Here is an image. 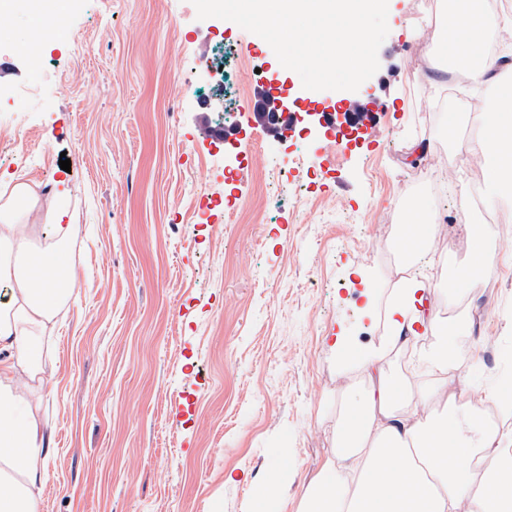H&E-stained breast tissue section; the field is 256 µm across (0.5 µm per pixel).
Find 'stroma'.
Masks as SVG:
<instances>
[{
  "instance_id": "35a3bbf8",
  "label": "stroma",
  "mask_w": 512,
  "mask_h": 512,
  "mask_svg": "<svg viewBox=\"0 0 512 512\" xmlns=\"http://www.w3.org/2000/svg\"><path fill=\"white\" fill-rule=\"evenodd\" d=\"M444 0H388L379 69L357 89L386 99L351 142L299 121L275 137L246 109L273 91L317 112L336 93L304 88L261 37L191 0H71L35 57L16 42L17 6L0 25V182L50 186L75 227L79 286L49 332L39 415L54 450L43 512H279L300 498L333 446L341 406L338 333L384 339L367 297L390 287L372 251L432 156L457 157L473 124L414 69L425 21ZM259 55L264 80L244 61ZM71 161L61 170L60 157ZM473 176L430 181L423 207L456 227L420 271L442 294L430 314L461 321L473 389L497 384L512 351V246H498L495 285L466 277L472 241L456 215ZM235 198L238 221L204 224L202 201Z\"/></svg>"
}]
</instances>
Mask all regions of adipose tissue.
<instances>
[{
  "label": "adipose tissue",
  "instance_id": "adipose-tissue-1",
  "mask_svg": "<svg viewBox=\"0 0 512 512\" xmlns=\"http://www.w3.org/2000/svg\"><path fill=\"white\" fill-rule=\"evenodd\" d=\"M491 34L511 47L512 18L491 31L482 11L473 10L432 31L429 42L435 47L447 39L454 69L474 84H494L501 80L500 66L479 54ZM497 113L492 145L465 144L461 151L480 153L488 186L501 191L512 175V92L500 97ZM32 197L22 182L0 190V283L9 287L0 305V512L43 509L50 448L35 410L42 399L44 338L74 284L66 212L47 208L50 240L37 245L16 214L17 203ZM433 296L428 283H403L386 304L388 344L430 329L425 308ZM462 331V324H449L440 344L421 351L422 359L452 372L429 394L388 371L384 348L353 350L337 337L340 373L357 367L365 381L344 395L336 446L306 488L301 512H501L512 504V478H488L505 439L488 417L497 397L486 392L466 400L455 380L468 354L454 342Z\"/></svg>",
  "mask_w": 512,
  "mask_h": 512
}]
</instances>
